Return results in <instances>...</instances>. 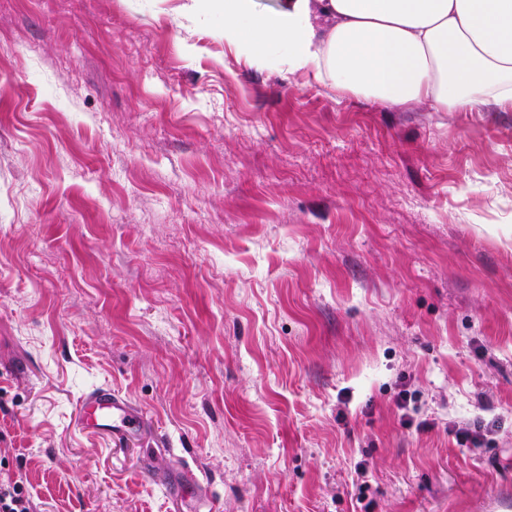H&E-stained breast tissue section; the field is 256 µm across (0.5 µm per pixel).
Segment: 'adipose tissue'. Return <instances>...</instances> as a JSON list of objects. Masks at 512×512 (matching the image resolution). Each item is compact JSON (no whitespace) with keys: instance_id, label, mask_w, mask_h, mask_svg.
Returning <instances> with one entry per match:
<instances>
[{"instance_id":"adipose-tissue-1","label":"adipose tissue","mask_w":512,"mask_h":512,"mask_svg":"<svg viewBox=\"0 0 512 512\" xmlns=\"http://www.w3.org/2000/svg\"><path fill=\"white\" fill-rule=\"evenodd\" d=\"M224 43L248 63L386 110H512V0H221Z\"/></svg>"}]
</instances>
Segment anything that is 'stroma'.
<instances>
[{
    "label": "stroma",
    "instance_id": "obj_1",
    "mask_svg": "<svg viewBox=\"0 0 512 512\" xmlns=\"http://www.w3.org/2000/svg\"><path fill=\"white\" fill-rule=\"evenodd\" d=\"M187 0H0V481L34 512L512 501V111L389 112ZM111 387L124 443L76 426Z\"/></svg>",
    "mask_w": 512,
    "mask_h": 512
}]
</instances>
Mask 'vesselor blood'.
Here are the masks:
<instances>
[{"mask_svg":"<svg viewBox=\"0 0 512 512\" xmlns=\"http://www.w3.org/2000/svg\"><path fill=\"white\" fill-rule=\"evenodd\" d=\"M80 412L89 433H104L119 440L133 435L142 425L140 415L108 388L89 393L81 402Z\"/></svg>","mask_w":512,"mask_h":512,"instance_id":"1","label":"vessel or blood"}]
</instances>
